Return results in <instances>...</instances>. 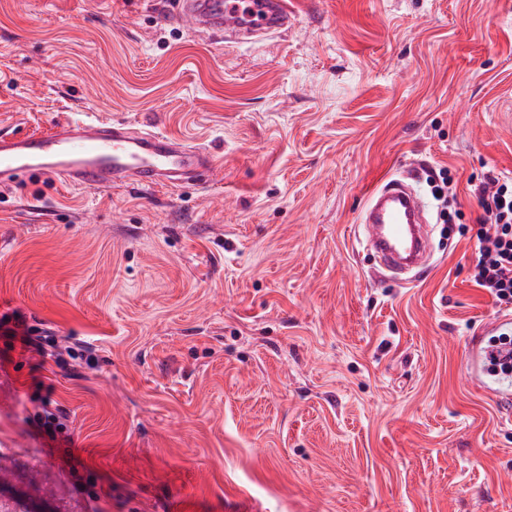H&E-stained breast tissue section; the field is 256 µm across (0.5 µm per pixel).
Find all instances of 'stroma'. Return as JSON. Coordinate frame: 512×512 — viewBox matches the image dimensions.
Returning <instances> with one entry per match:
<instances>
[{"label":"stroma","mask_w":512,"mask_h":512,"mask_svg":"<svg viewBox=\"0 0 512 512\" xmlns=\"http://www.w3.org/2000/svg\"><path fill=\"white\" fill-rule=\"evenodd\" d=\"M173 2L0 0V135L94 116L219 162L0 189V315L94 350L63 370L0 339V512H512V416L464 376L496 315L469 268L477 190L512 178V0H292L232 44ZM405 173L433 254L403 283L356 220ZM47 394L69 440L37 430Z\"/></svg>","instance_id":"stroma-1"}]
</instances>
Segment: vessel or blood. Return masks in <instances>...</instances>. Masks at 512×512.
Masks as SVG:
<instances>
[{
	"label": "vessel or blood",
	"mask_w": 512,
	"mask_h": 512,
	"mask_svg": "<svg viewBox=\"0 0 512 512\" xmlns=\"http://www.w3.org/2000/svg\"><path fill=\"white\" fill-rule=\"evenodd\" d=\"M173 17L183 27L228 41L277 33L292 20L288 0H176ZM216 168L202 147L114 120H62L42 134L0 135V187L42 176L89 189L131 182L150 190L205 182ZM426 223L417 191L391 177L370 192L358 221L383 267L396 275L425 266ZM511 329L512 315H499L468 343L472 384L504 402L512 399V373L493 370V361L505 357L507 350L491 336Z\"/></svg>",
	"instance_id": "b4317fda"
}]
</instances>
